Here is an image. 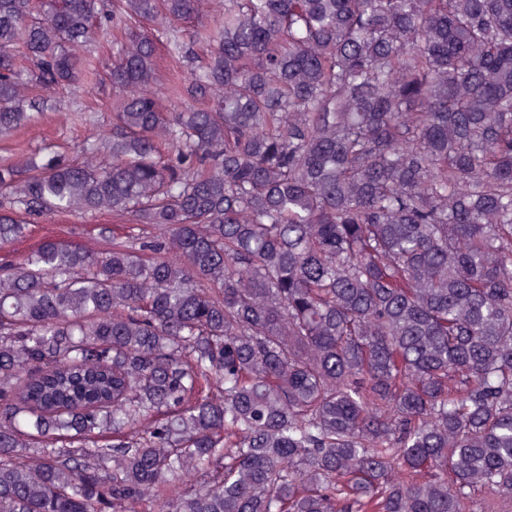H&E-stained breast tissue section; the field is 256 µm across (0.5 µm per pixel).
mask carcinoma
<instances>
[{
    "instance_id": "cac0c4a2",
    "label": "carcinoma",
    "mask_w": 512,
    "mask_h": 512,
    "mask_svg": "<svg viewBox=\"0 0 512 512\" xmlns=\"http://www.w3.org/2000/svg\"><path fill=\"white\" fill-rule=\"evenodd\" d=\"M105 79L0 162L137 229L0 263V512H512V0H0L1 139ZM112 40L111 28L107 30L106 34L100 36L89 48L88 54L95 60L102 75L112 68V63L115 60ZM58 108L72 113L73 119L62 125L53 112H48L10 139L0 141V161H13L45 148L72 157L75 145L93 140L109 128L112 87L103 83L90 88L79 83L64 93Z\"/></svg>"
}]
</instances>
